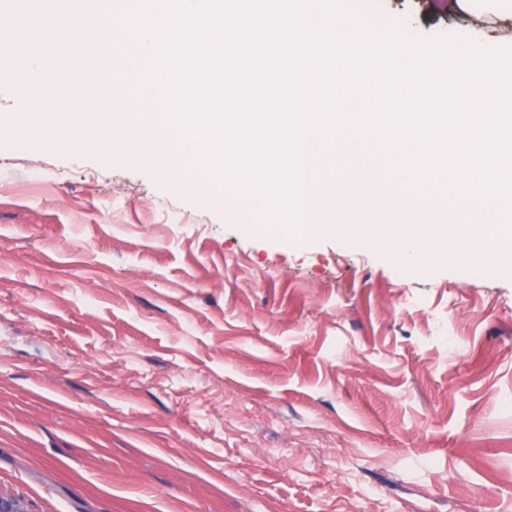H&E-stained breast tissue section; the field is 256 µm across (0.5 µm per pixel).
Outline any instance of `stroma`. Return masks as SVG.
<instances>
[{
	"label": "stroma",
	"mask_w": 512,
	"mask_h": 512,
	"mask_svg": "<svg viewBox=\"0 0 512 512\" xmlns=\"http://www.w3.org/2000/svg\"><path fill=\"white\" fill-rule=\"evenodd\" d=\"M417 40L512 38L337 0ZM0 0V495L25 512H512V268L296 242L150 160L18 132ZM145 54L109 92L166 109Z\"/></svg>",
	"instance_id": "obj_1"
}]
</instances>
